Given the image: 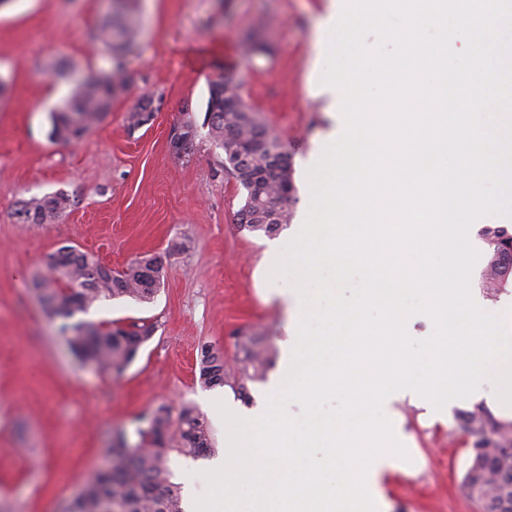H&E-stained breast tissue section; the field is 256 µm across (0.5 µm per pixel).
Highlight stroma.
Returning <instances> with one entry per match:
<instances>
[{
	"label": "stroma",
	"instance_id": "1",
	"mask_svg": "<svg viewBox=\"0 0 512 512\" xmlns=\"http://www.w3.org/2000/svg\"><path fill=\"white\" fill-rule=\"evenodd\" d=\"M327 0H131L138 22L125 50L127 87L111 112L80 141L51 140V108L79 79L109 70L107 50L89 34L109 0H10L0 8V512H63L93 472L111 462L118 438L136 444L142 415L158 406L194 407L213 451L192 459L170 453L167 478L205 492L212 461L224 459L225 424L217 402L246 418L260 415L283 375L300 318L293 286L269 280L273 243L288 244L293 226L265 236L239 227L245 192L224 171V153L209 141L208 87L234 75L242 97L275 136L294 168V217L306 213L309 162L343 129L326 111L320 69L310 48ZM257 32L266 51L241 43ZM150 100L152 120L131 127L129 115ZM192 117L195 149L177 156L170 138ZM58 191L72 200L51 224H20L19 202ZM183 241L170 252L171 240ZM72 246L119 269L130 260L161 259L164 280L154 299L124 297L95 304V322L155 331L123 371L94 370L75 357L33 295L32 281L49 256ZM257 336L263 374L240 396L237 341ZM224 351L230 380L213 388L197 380L202 345ZM409 459L382 481L390 512H479L458 486L470 437L458 404L438 419L396 403Z\"/></svg>",
	"mask_w": 512,
	"mask_h": 512
}]
</instances>
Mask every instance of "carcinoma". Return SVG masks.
<instances>
[{"label": "carcinoma", "mask_w": 512, "mask_h": 512, "mask_svg": "<svg viewBox=\"0 0 512 512\" xmlns=\"http://www.w3.org/2000/svg\"><path fill=\"white\" fill-rule=\"evenodd\" d=\"M114 8L90 33V39L111 50L112 68L102 77H90L51 112L50 138L78 141L112 108L118 91L127 83L123 52L134 41L136 29L126 18L127 0H113ZM241 99V84L220 78L209 85L205 122L208 136L224 152V170L246 191L238 221L251 232L269 236L291 223L288 202L297 201L294 169L275 138L254 111L243 106L241 113H224V98ZM70 207L64 192L33 197L21 202L14 217L18 224H48L65 216ZM478 237L483 244L485 265L479 284L498 295L512 288V264L503 262L512 252V226L484 224ZM164 277L161 260L142 256L120 271L102 264L93 255L74 247H62L47 262V272L33 279V292L45 311L61 320L59 334L79 358L94 361L99 369L121 370L138 355L152 336L154 326L130 328L106 326L90 320H74L102 300L129 297L144 302L154 298ZM257 338L241 340L244 370L238 383L247 395V381L264 365ZM198 381L206 387L226 382L224 352L211 344L201 346ZM148 426L137 429L139 441H125L110 448L112 469L85 485L74 500L72 512H183L181 495L165 478L169 452L198 457L211 451L210 431L190 407L172 420L165 406L146 417ZM460 430L473 437L470 456L481 461L480 489L485 507L500 501L512 480V420L493 416L481 406L458 412Z\"/></svg>", "instance_id": "cac0c4a2"}]
</instances>
